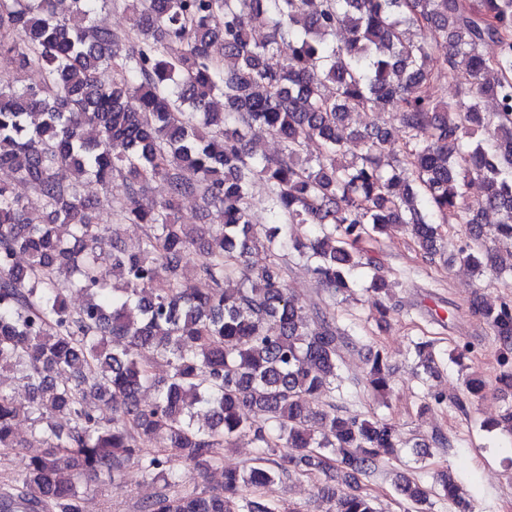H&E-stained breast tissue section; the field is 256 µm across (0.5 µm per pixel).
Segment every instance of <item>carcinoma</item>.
Masks as SVG:
<instances>
[{
    "label": "carcinoma",
    "instance_id": "1",
    "mask_svg": "<svg viewBox=\"0 0 512 512\" xmlns=\"http://www.w3.org/2000/svg\"><path fill=\"white\" fill-rule=\"evenodd\" d=\"M107 2L69 0L61 17L55 0H0V66L41 74L34 86L0 85V168L47 213L35 221L31 200L0 183V370L28 386L22 400L0 391V448L21 447V416L42 436L14 491H0V512H83L81 480H116L130 465L163 482L144 512H282L256 490L293 475L317 481L326 512H378L341 475L368 478L407 442L334 401L346 397L343 350L354 346L336 297L359 277L387 321L390 288L360 243L403 227L431 263L445 248L436 218L465 230L453 260L478 277L512 275V0H319L315 10L311 0H126L134 23L123 32L96 21ZM437 71L463 97L434 98ZM375 107L398 114L402 148L374 126L352 133L363 145L354 154L345 118ZM256 125L283 143L279 156L250 145ZM116 177L126 189L116 220L145 226L134 251L108 244L80 193ZM257 180L266 225L250 220ZM473 180L480 200L468 195ZM152 182L167 194L144 203ZM191 197L216 223L180 222ZM488 209L500 219L483 232ZM290 224L309 235L290 237ZM259 246L270 261L249 271ZM190 250L199 259L189 267ZM284 252L310 264L323 306L309 313L289 291ZM469 314L489 326L498 382L512 389V300L476 299ZM414 351L438 373L431 342ZM156 360L170 369L164 382ZM464 385L460 409L485 387L476 376ZM365 386L390 391L385 352L373 353ZM90 395L103 411L88 409ZM242 436L264 449L248 469L224 470L219 492L179 489L173 461L219 466L220 449ZM156 438L165 448L144 455ZM398 490L416 512H431L433 496H466L450 475Z\"/></svg>",
    "mask_w": 512,
    "mask_h": 512
}]
</instances>
